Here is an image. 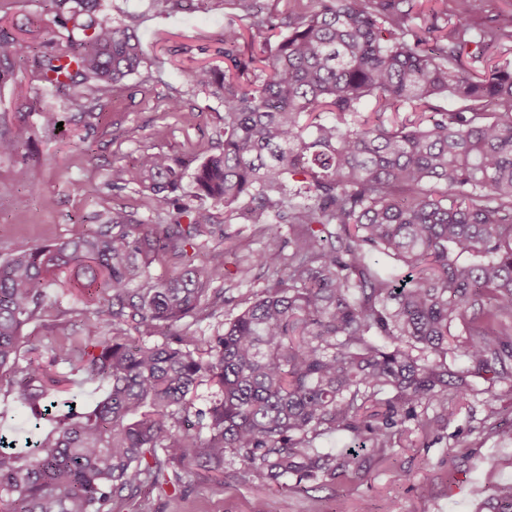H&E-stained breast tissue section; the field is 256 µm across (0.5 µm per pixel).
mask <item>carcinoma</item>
Returning <instances> with one entry per match:
<instances>
[{
  "label": "carcinoma",
  "instance_id": "obj_1",
  "mask_svg": "<svg viewBox=\"0 0 512 512\" xmlns=\"http://www.w3.org/2000/svg\"><path fill=\"white\" fill-rule=\"evenodd\" d=\"M308 2L315 8L283 0L266 12L225 0L264 38L262 57L241 51L232 21L224 68L183 70L187 85L224 103L222 148L194 176L195 197L211 206L186 204L187 223L161 231H133L114 210L95 229L0 262V382L31 420L27 450L0 434V512H114L142 489L178 487L185 463L222 476L229 456L247 483H325L360 471L366 449L438 430L448 402L473 395L470 377L512 383V62L494 60L512 43V11L475 25L474 0H453L446 24L414 30L413 0ZM42 3L82 34L35 58L73 104L146 66L135 32L99 15L100 0ZM0 46L16 59L33 53L20 38ZM444 92L462 107L435 108ZM367 100L375 107L363 118ZM402 109L410 115L388 122ZM21 148L0 132V155ZM142 166L164 179L155 201L167 205L179 161L154 153ZM241 200L264 239L252 264L272 284L200 346L181 322L214 280L244 269L229 270L220 251L199 268L193 251L214 233L213 207ZM377 253L405 272L378 266ZM170 256L180 271L147 274ZM65 273L98 304L82 330L100 351L64 334L58 355L106 392L90 411L65 400L54 416L60 381L21 358L19 339ZM455 326L465 336L458 371L447 362ZM143 327L162 342L132 340ZM205 382L216 391L203 409L190 395ZM334 431L354 446L314 448ZM495 500L512 512V485Z\"/></svg>",
  "mask_w": 512,
  "mask_h": 512
}]
</instances>
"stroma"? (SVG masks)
Listing matches in <instances>:
<instances>
[{
	"instance_id": "stroma-1",
	"label": "stroma",
	"mask_w": 512,
	"mask_h": 512,
	"mask_svg": "<svg viewBox=\"0 0 512 512\" xmlns=\"http://www.w3.org/2000/svg\"><path fill=\"white\" fill-rule=\"evenodd\" d=\"M114 24L133 25L150 68L140 69L115 92L100 94L86 107L71 106L67 96L42 81L32 60H14L11 73L0 82V131L21 134L19 155L0 156V261L35 245L71 238L104 222L121 209L142 223L166 225L178 217L175 206L156 207L141 171L144 155L162 153L179 159L180 201L194 190L198 166L216 153L224 131L221 102L182 82L183 68L223 64L224 25L231 16L222 0L210 8L177 9L165 16L154 13L150 0H105ZM0 25L29 41L35 52L50 50L64 34L40 0H15ZM182 98V109L169 111V97ZM44 112L65 114L69 122L44 129ZM39 172L37 183L23 187L14 173L20 163ZM123 167L127 183L109 185L113 167ZM221 234L206 238L197 264L212 251L229 259H244L261 246L254 224L240 213L226 216ZM268 276L251 268L243 281H223V298L206 297L195 315L185 319L187 335L204 340L223 330L228 315L252 301ZM93 302L75 289L50 288L46 309L26 325L20 352L37 358L62 381L60 399L77 398L93 406L103 395L84 383L80 371L57 357L54 322L80 335ZM497 407L489 416V407ZM498 460L489 468L487 457ZM359 477L340 476L325 487L305 482L300 487L257 486L235 480L238 461H227L223 476L210 478L194 464L183 465L179 490L167 495H139L122 512H491V497L512 483V394L506 384L480 389L468 405L448 407V424L417 447L365 452ZM430 493H422L421 483Z\"/></svg>"
}]
</instances>
